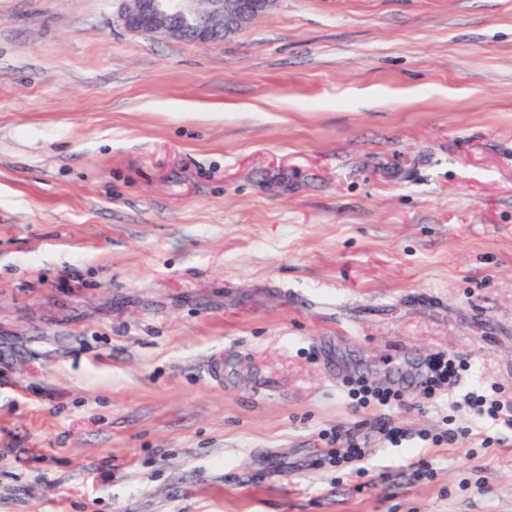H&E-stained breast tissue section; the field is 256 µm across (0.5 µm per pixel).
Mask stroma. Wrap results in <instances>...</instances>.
<instances>
[{"label": "stroma", "mask_w": 512, "mask_h": 512, "mask_svg": "<svg viewBox=\"0 0 512 512\" xmlns=\"http://www.w3.org/2000/svg\"><path fill=\"white\" fill-rule=\"evenodd\" d=\"M117 10L0 0V512H512V0ZM131 33L151 32L198 42L221 41L267 11L272 0H117ZM423 367L420 384L427 396H433L454 388L460 381L461 373L466 371L469 365L464 358H451L448 354L438 351L424 359ZM357 384L359 388L351 393V404L355 410L367 407L370 403L369 396L376 398L381 405H388L398 397L397 393L390 389H372L365 379L358 380ZM466 405L475 414L489 418L506 427L512 426V401L501 396H488L482 387L473 388L465 396ZM329 454L336 457V463H349L358 476H364L368 469L365 466L367 454L353 436L336 432L330 442ZM336 447V448H335Z\"/></svg>", "instance_id": "35a3bbf8"}]
</instances>
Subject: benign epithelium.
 <instances>
[{
    "label": "benign epithelium",
    "mask_w": 512,
    "mask_h": 512,
    "mask_svg": "<svg viewBox=\"0 0 512 512\" xmlns=\"http://www.w3.org/2000/svg\"><path fill=\"white\" fill-rule=\"evenodd\" d=\"M118 19L131 33L151 32L198 42L221 41L267 11L272 0H118Z\"/></svg>",
    "instance_id": "benign-epithelium-1"
}]
</instances>
